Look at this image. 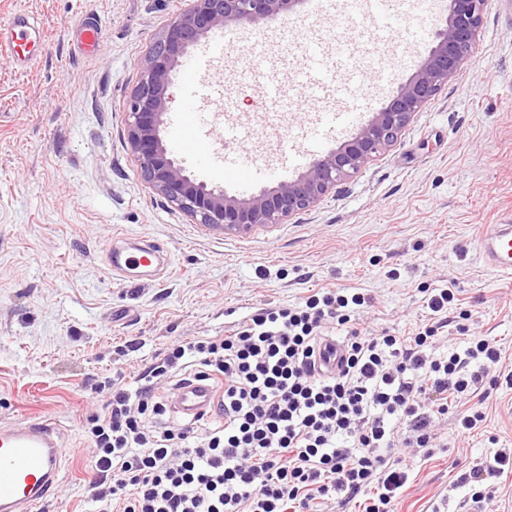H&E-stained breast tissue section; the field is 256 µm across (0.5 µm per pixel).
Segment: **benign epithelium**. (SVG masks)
I'll use <instances>...</instances> for the list:
<instances>
[{"label":"benign epithelium","instance_id":"benign-epithelium-1","mask_svg":"<svg viewBox=\"0 0 512 512\" xmlns=\"http://www.w3.org/2000/svg\"><path fill=\"white\" fill-rule=\"evenodd\" d=\"M300 0H193L173 17L144 56L127 112V139L138 174L158 195L195 224L226 234L273 228L314 206L341 182L393 146L421 107L436 96L471 57L486 0H445L434 45L415 73L399 83L353 137L313 158L295 179L257 193L229 195L193 178L163 142L172 72L209 33L229 25L269 23L292 12Z\"/></svg>","mask_w":512,"mask_h":512}]
</instances>
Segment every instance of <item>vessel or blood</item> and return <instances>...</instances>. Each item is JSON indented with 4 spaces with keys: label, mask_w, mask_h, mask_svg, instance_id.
Returning <instances> with one entry per match:
<instances>
[{
    "label": "vessel or blood",
    "mask_w": 512,
    "mask_h": 512,
    "mask_svg": "<svg viewBox=\"0 0 512 512\" xmlns=\"http://www.w3.org/2000/svg\"><path fill=\"white\" fill-rule=\"evenodd\" d=\"M236 35L233 29L214 31L203 56L189 59L183 67L181 80L188 97L174 125L180 132L177 146L190 158L204 159L208 156V142L199 131L197 101L226 97L223 87L208 82L203 63L226 52ZM45 38L42 25L28 12L19 11L6 23L0 24V53L9 55L17 71L24 73L37 63L39 48ZM304 53L309 65L300 75V93L311 102L329 97L336 87L319 63L320 48L308 46ZM375 104L372 98L344 101L335 110L324 113L320 122L305 136L306 146L299 153L300 159L307 161L319 155L324 141L347 136ZM244 140L241 134L224 140V176L240 188L251 185L268 173L267 167L245 147ZM478 257L484 266L512 278V225L494 224L483 232L479 239ZM109 265L117 274L141 269L158 277L164 272L153 248L135 252L112 249ZM342 355L343 346L336 339H322L316 361L317 372L323 375L336 373ZM215 401L212 383L194 378L179 386L173 407L185 418L194 420L209 415ZM65 460L66 450L53 420L33 419L8 427L0 426V512H36L37 507L56 492Z\"/></svg>",
    "instance_id": "1"
}]
</instances>
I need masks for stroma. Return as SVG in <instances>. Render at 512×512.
I'll use <instances>...</instances> for the list:
<instances>
[{
  "instance_id": "stroma-1",
  "label": "stroma",
  "mask_w": 512,
  "mask_h": 512,
  "mask_svg": "<svg viewBox=\"0 0 512 512\" xmlns=\"http://www.w3.org/2000/svg\"><path fill=\"white\" fill-rule=\"evenodd\" d=\"M189 0H0V23L18 9L41 18L46 49L30 73L0 56V426L56 421L67 448L63 478L42 512H91L93 450L83 425L103 409L91 384L133 378L173 341L223 335L254 311L295 305L321 288L364 294L360 326L409 336L428 323L424 289L457 297L437 351L488 337L512 374V280L476 255L482 225L512 221V11L488 0L476 49L416 114L397 143L310 209L275 229L226 235L192 223L144 183L127 142L129 97L142 58ZM329 0L317 19L297 7L262 23L267 83L241 80L231 51L206 64L228 87V114L211 117V151L225 129L250 132L249 151L277 153L281 136L313 127L331 101L307 107L296 87L298 49L335 51L368 95L378 69L362 62L379 41L364 17L346 21ZM96 18L105 39L78 52L75 26ZM124 246L160 245L159 279L107 270L115 236ZM453 403L434 426L436 449L412 463L398 512H458L470 486L459 477L496 448H512V385L488 389L485 419L465 433Z\"/></svg>"
}]
</instances>
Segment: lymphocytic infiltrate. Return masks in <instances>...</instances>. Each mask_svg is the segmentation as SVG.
I'll use <instances>...</instances> for the list:
<instances>
[{"instance_id":"obj_1","label":"lymphocytic infiltrate","mask_w":512,"mask_h":512,"mask_svg":"<svg viewBox=\"0 0 512 512\" xmlns=\"http://www.w3.org/2000/svg\"><path fill=\"white\" fill-rule=\"evenodd\" d=\"M453 301L447 288L429 296L439 324L411 336L353 330L330 376L315 372L320 334L348 324L366 302L342 288L260 310L221 336L173 344L136 385H100L106 411L84 427L95 512H314L359 496L364 512H395L410 475L406 449L430 447L449 398L475 394L501 360L483 336L469 337L463 351L431 354ZM190 372L215 383L218 409L153 426L167 411L158 381ZM509 466L512 449L503 448L461 481L489 504L485 485Z\"/></svg>"}]
</instances>
